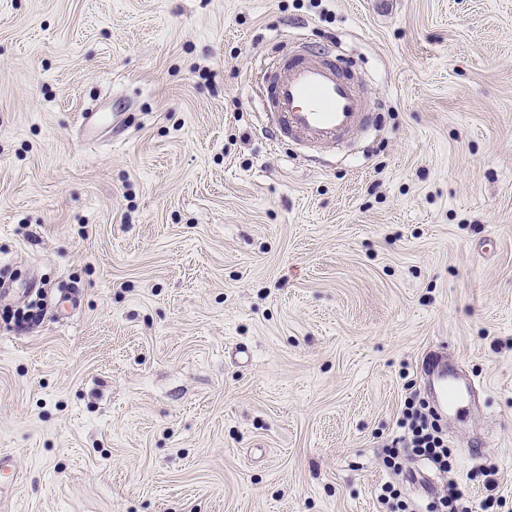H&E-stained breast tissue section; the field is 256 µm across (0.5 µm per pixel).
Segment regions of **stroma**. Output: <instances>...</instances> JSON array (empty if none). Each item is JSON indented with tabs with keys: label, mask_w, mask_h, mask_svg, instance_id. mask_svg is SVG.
<instances>
[{
	"label": "stroma",
	"mask_w": 512,
	"mask_h": 512,
	"mask_svg": "<svg viewBox=\"0 0 512 512\" xmlns=\"http://www.w3.org/2000/svg\"><path fill=\"white\" fill-rule=\"evenodd\" d=\"M382 2L0 0V512H512V0ZM287 41L349 146L267 139ZM432 351L482 389L402 475ZM261 72L258 104L274 144L339 146L372 125L353 75L332 57L283 47ZM405 405L397 420L398 428L403 430L401 439L405 447L413 455L448 469V441L430 421V417L436 418L434 412H426L424 402L417 404L414 398ZM400 493L391 483H384L380 486L377 494L378 503L386 508L387 512H414L410 505L404 500H400ZM426 512H471L469 502L463 498V494L454 485L448 487V492L443 495H432L426 506Z\"/></svg>",
	"instance_id": "obj_1"
}]
</instances>
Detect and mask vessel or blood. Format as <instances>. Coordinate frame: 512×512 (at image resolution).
Instances as JSON below:
<instances>
[{"instance_id": "1", "label": "vessel or blood", "mask_w": 512, "mask_h": 512, "mask_svg": "<svg viewBox=\"0 0 512 512\" xmlns=\"http://www.w3.org/2000/svg\"><path fill=\"white\" fill-rule=\"evenodd\" d=\"M258 104L272 143L286 140L342 145L372 123V114L351 74L334 58L304 47L279 49L262 71ZM474 383L452 376L444 360L428 367V390L436 406L452 413L469 401Z\"/></svg>"}]
</instances>
